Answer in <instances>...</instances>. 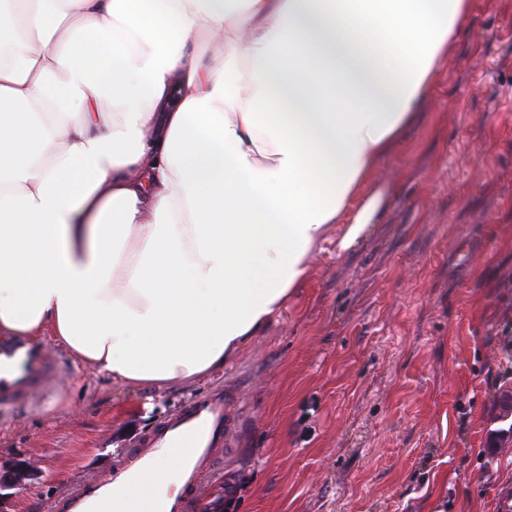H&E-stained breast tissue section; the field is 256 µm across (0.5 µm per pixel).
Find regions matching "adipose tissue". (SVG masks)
Here are the masks:
<instances>
[{"label":"adipose tissue","mask_w":512,"mask_h":512,"mask_svg":"<svg viewBox=\"0 0 512 512\" xmlns=\"http://www.w3.org/2000/svg\"><path fill=\"white\" fill-rule=\"evenodd\" d=\"M467 0H0V335L221 368L354 246ZM219 55L208 56L212 45Z\"/></svg>","instance_id":"1"}]
</instances>
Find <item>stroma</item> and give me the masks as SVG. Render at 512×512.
Returning a JSON list of instances; mask_svg holds the SVG:
<instances>
[{
	"instance_id": "obj_1",
	"label": "stroma",
	"mask_w": 512,
	"mask_h": 512,
	"mask_svg": "<svg viewBox=\"0 0 512 512\" xmlns=\"http://www.w3.org/2000/svg\"><path fill=\"white\" fill-rule=\"evenodd\" d=\"M388 188L356 245L328 228L279 313L222 369L118 385L43 333L65 367L0 427V468L37 474L0 512L112 470L194 401L233 414L207 478L232 512H512V0H469L418 116L375 174Z\"/></svg>"
}]
</instances>
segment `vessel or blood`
<instances>
[{"label":"vessel or blood","instance_id":"1","mask_svg":"<svg viewBox=\"0 0 512 512\" xmlns=\"http://www.w3.org/2000/svg\"><path fill=\"white\" fill-rule=\"evenodd\" d=\"M60 363L17 342L0 344V417L26 405L45 390ZM228 434L223 394L188 407L169 418L115 465L112 472L54 503L52 512H204L201 495L207 476L219 463L217 450ZM179 461L183 492L176 498L118 497L123 487H136L156 475L164 458Z\"/></svg>","mask_w":512,"mask_h":512}]
</instances>
